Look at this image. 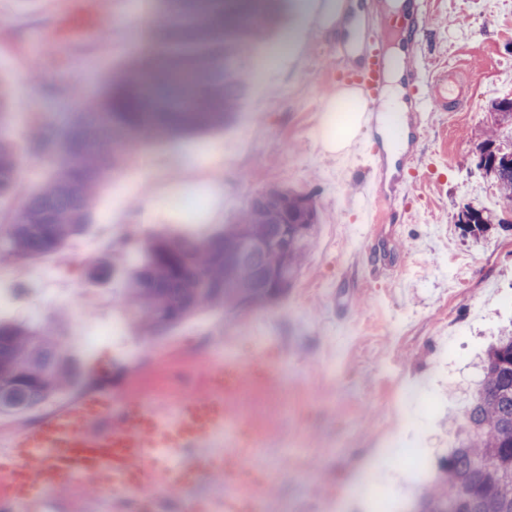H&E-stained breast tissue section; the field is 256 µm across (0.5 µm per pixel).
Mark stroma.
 I'll return each mask as SVG.
<instances>
[{
  "mask_svg": "<svg viewBox=\"0 0 512 512\" xmlns=\"http://www.w3.org/2000/svg\"><path fill=\"white\" fill-rule=\"evenodd\" d=\"M428 2L423 66L433 74L470 68L471 92L462 111L426 116L411 222L397 227L392 241L397 268L371 272L359 247L370 234L363 198L370 135L359 130L341 155L322 144L325 133L345 129L317 109L330 98L336 37L316 24L295 25L289 8L275 29L291 49L268 67L262 56L249 58L255 75L234 123L158 142L148 168L129 166L100 189L91 224L58 252L0 260V320L27 321L37 307L49 322L64 311L62 345L78 332L97 335L94 350L73 352L82 380L68 388L71 396L84 390L86 379L105 375L117 396H127V353L148 361L174 341L203 353L221 346L225 331L265 324L277 345L276 385L230 402L224 433L228 446L244 425L266 436L248 458L270 471L255 512L274 503H343L363 453L391 435L418 448L420 462L383 471L374 482L396 512H409L452 446L454 422L480 377L478 358L498 330L512 325V231L494 224L477 238L458 221L468 204L493 213L507 208L478 165L477 146L493 126L502 145L512 144V125L495 124L489 111L492 101L512 98V5ZM121 10L122 0H0V75L13 99L7 132L23 151V166L37 171L32 179L19 175L15 191L0 198V224L11 222L51 169V156L31 151L38 131L65 123L136 55V25L121 19ZM154 183L175 193L194 188L203 205L168 209L161 194L151 193ZM273 187L312 195L319 211L302 272L274 303L207 311L149 337L126 314L119 276L97 278L87 268L102 219H110L113 234L134 233L129 257L138 260L151 235L215 232ZM460 257L467 262L463 272ZM111 321L121 325V335L99 336ZM404 378L430 397V407L397 400Z\"/></svg>",
  "mask_w": 512,
  "mask_h": 512,
  "instance_id": "obj_1",
  "label": "stroma"
}]
</instances>
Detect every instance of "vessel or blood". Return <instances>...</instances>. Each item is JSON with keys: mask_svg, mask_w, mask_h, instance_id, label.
<instances>
[{"mask_svg": "<svg viewBox=\"0 0 512 512\" xmlns=\"http://www.w3.org/2000/svg\"><path fill=\"white\" fill-rule=\"evenodd\" d=\"M427 14L416 0L402 19L366 13L358 44L336 46L337 92L354 94L364 125L378 128L380 110L392 68L383 30L401 27L408 57L423 46ZM403 82L410 110L404 124L393 125L392 138L402 152L393 156L376 143L364 181L365 200L382 236L385 225L407 223L405 202L417 175L411 165L421 147L422 123L428 112L458 111L461 99L448 94V77L409 69ZM267 337L249 358H225L206 392H191L172 407L119 399L105 390L43 417L35 424L0 439V512H45L48 490L79 479L95 483L112 500V512H157L152 499L158 490H181L201 476L224 474L236 481L249 453L250 436L241 433L237 447L223 456L209 455L223 437L230 400L274 382L276 371ZM259 491L249 485L235 495L196 500L191 512H246Z\"/></svg>", "mask_w": 512, "mask_h": 512, "instance_id": "vessel-or-blood-1", "label": "vessel or blood"}]
</instances>
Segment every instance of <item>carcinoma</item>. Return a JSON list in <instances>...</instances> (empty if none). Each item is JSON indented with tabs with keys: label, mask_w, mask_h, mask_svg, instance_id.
<instances>
[{
	"label": "carcinoma",
	"mask_w": 512,
	"mask_h": 512,
	"mask_svg": "<svg viewBox=\"0 0 512 512\" xmlns=\"http://www.w3.org/2000/svg\"><path fill=\"white\" fill-rule=\"evenodd\" d=\"M147 48L67 127L41 141L58 157L44 183L0 224V257L31 260L60 250L90 223L95 195L133 159L134 133L175 140L221 128L237 112L279 0H152ZM11 99L0 87V195L14 192L21 153L3 135ZM486 133L479 151L496 156L492 177L512 201V149ZM319 224L313 200L295 190L255 196L233 224L198 238L159 234L122 280L126 306L152 335L215 308L245 310L282 298L297 280ZM66 317L0 321V413L41 402L79 369L56 337ZM482 377L440 465L438 490L411 512H512V331L481 362Z\"/></svg>",
	"instance_id": "1"
}]
</instances>
